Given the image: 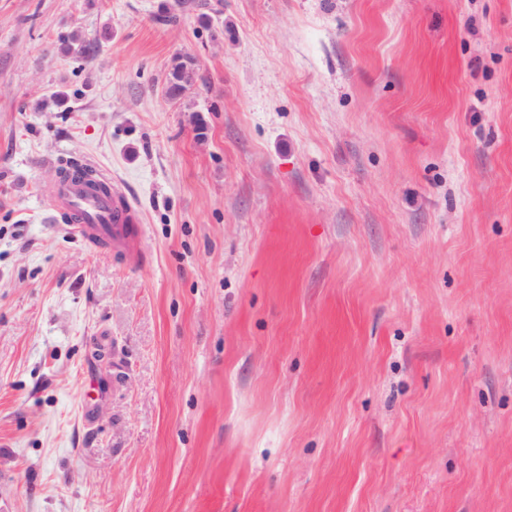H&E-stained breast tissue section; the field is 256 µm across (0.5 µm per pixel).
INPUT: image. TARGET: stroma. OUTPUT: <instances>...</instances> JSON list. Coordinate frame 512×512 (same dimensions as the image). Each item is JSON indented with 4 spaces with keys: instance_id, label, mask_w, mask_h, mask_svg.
Wrapping results in <instances>:
<instances>
[{
    "instance_id": "1",
    "label": "stroma",
    "mask_w": 512,
    "mask_h": 512,
    "mask_svg": "<svg viewBox=\"0 0 512 512\" xmlns=\"http://www.w3.org/2000/svg\"><path fill=\"white\" fill-rule=\"evenodd\" d=\"M198 2L0 0V512H512V0ZM189 64L186 60L180 58L175 60L165 84V94L170 100H180L183 98L188 88L191 86L193 75H187L184 82L180 81L179 75L187 68ZM79 166L92 167L101 182L111 186L101 192L72 175L59 179L51 198V207L66 217L64 229L81 238L89 246L104 245L128 252L134 263L142 262L138 244L144 235L139 209L129 196L115 184L111 173L90 162L75 160Z\"/></svg>"
}]
</instances>
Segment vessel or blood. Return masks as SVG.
Returning a JSON list of instances; mask_svg holds the SVG:
<instances>
[{"label":"vessel or blood","instance_id":"vessel-or-blood-1","mask_svg":"<svg viewBox=\"0 0 512 512\" xmlns=\"http://www.w3.org/2000/svg\"><path fill=\"white\" fill-rule=\"evenodd\" d=\"M97 174L101 182L109 184V191L96 190L70 176L58 181L51 207L65 216V229L89 246L119 248L134 262H141L138 244L144 226L140 212L125 191L113 185L107 169H98Z\"/></svg>","mask_w":512,"mask_h":512}]
</instances>
